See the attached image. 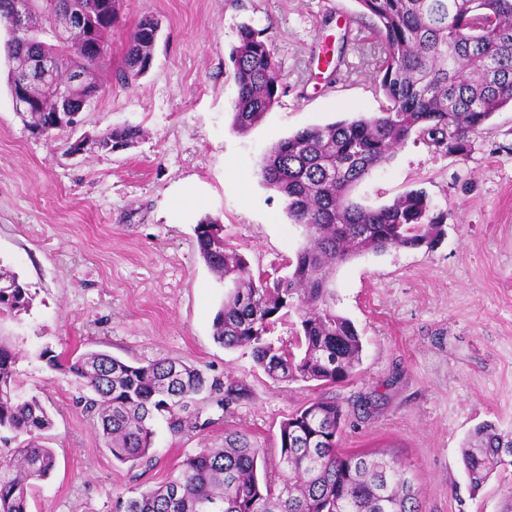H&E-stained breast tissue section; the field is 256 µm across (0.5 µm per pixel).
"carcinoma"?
Wrapping results in <instances>:
<instances>
[{"label":"carcinoma","mask_w":512,"mask_h":512,"mask_svg":"<svg viewBox=\"0 0 512 512\" xmlns=\"http://www.w3.org/2000/svg\"><path fill=\"white\" fill-rule=\"evenodd\" d=\"M359 17L377 42L375 80L385 100L381 111L307 127L268 149L261 166L264 184L279 193L288 218L304 227L306 242L291 271L272 280L255 278L247 259L224 243V225L210 216L195 226L199 253L224 282V301L213 322V336L226 349L248 347L255 363L277 381L338 384L351 378L363 345L354 322L336 310V266L369 252L434 248L445 232L448 214L436 210L425 190L407 192L377 209L351 197L353 188L389 161L410 137L450 156H463L471 138L494 114L512 106V0H356ZM12 0H0L5 29L10 93L17 78L34 67L46 49L41 38L49 19H32L26 40L15 37ZM123 0L112 12L101 0H55L59 13L75 11L96 18L95 39L104 46L87 61L85 44L73 39L53 47L55 67L29 92L39 107L29 127L49 136L82 112L74 97L69 112L51 87L81 74L101 90L98 73L110 60L109 37L119 23ZM161 23L143 17L127 40L116 78L133 84L145 76ZM237 96L232 126L247 132L279 102L281 74L274 47L264 32L248 25L238 30L232 50ZM112 152L131 148L142 137L137 125L104 133ZM32 296L19 278L0 269V320L29 310ZM298 317L295 343L276 345L269 335L282 316ZM39 358L89 390L85 411L96 421L104 447L121 464L150 466L156 416L177 435L197 428L182 415L188 401L208 392L226 408L247 396L244 388L224 385L174 358L138 366L109 352L62 358L45 348ZM20 351L0 336V432L25 436L24 444L0 455V512H29L38 484L57 466L54 450L41 444L52 425L37 395L18 392ZM342 408L324 398L289 416L280 425L279 466L267 471L262 449L236 432L224 447L203 448L185 457L177 474L163 484L125 500L115 512H422L414 477L401 463L377 453L340 448ZM512 453V431L493 423L477 426L463 443L462 463L470 484L482 487Z\"/></svg>","instance_id":"cac0c4a2"}]
</instances>
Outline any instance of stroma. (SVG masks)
I'll return each instance as SVG.
<instances>
[{"instance_id":"obj_1","label":"stroma","mask_w":512,"mask_h":512,"mask_svg":"<svg viewBox=\"0 0 512 512\" xmlns=\"http://www.w3.org/2000/svg\"><path fill=\"white\" fill-rule=\"evenodd\" d=\"M145 15L161 22L154 63L127 86L113 69ZM244 23L271 37L283 93L241 133L232 127L230 52ZM338 51L345 63L335 74L323 60ZM110 54L101 93L53 141L15 112L0 59V265L33 295L0 334L21 352V390L51 414L43 443L57 458L30 512H113L117 499L161 484L186 455L223 447L234 430L275 465L281 423L319 396L345 411L343 448L385 452L412 471L423 512H499L512 467L474 492L461 451L483 422L512 430V110L497 112L467 155L411 138L355 187L354 200L371 208L425 190L448 214L446 233L431 251L390 249L337 267L336 308L361 334L362 362L348 382L318 389L273 381L249 349L215 341L224 286L194 228L218 218L253 272L286 274L305 236L262 181L264 153L298 130L384 103L355 0H124ZM123 123L141 127L135 147L66 154L67 143ZM184 196L193 205L175 214ZM45 347L133 364L176 358L248 397L223 410L196 396L186 414L199 428L175 436L156 419L154 466L120 464L78 405L85 388L38 359Z\"/></svg>"}]
</instances>
